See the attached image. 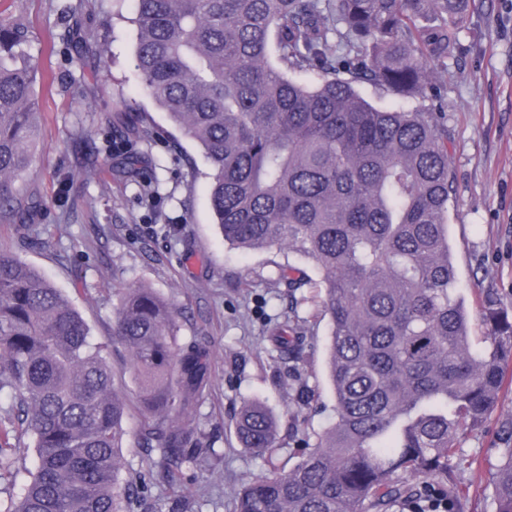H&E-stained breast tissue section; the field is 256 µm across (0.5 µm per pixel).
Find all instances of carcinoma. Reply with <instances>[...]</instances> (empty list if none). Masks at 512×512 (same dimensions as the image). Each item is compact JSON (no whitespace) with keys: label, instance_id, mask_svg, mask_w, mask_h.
<instances>
[{"label":"carcinoma","instance_id":"1","mask_svg":"<svg viewBox=\"0 0 512 512\" xmlns=\"http://www.w3.org/2000/svg\"><path fill=\"white\" fill-rule=\"evenodd\" d=\"M473 0H137L135 68L147 95L195 141L211 170L224 242L288 248L323 272L326 368L335 421L286 472L249 483L234 512H404L425 507L410 478L436 477L447 512H464L448 461L460 430L483 424L512 358V315L488 307L475 352L448 239L457 186L440 88L428 68L460 45ZM25 30L0 20V223L37 243L45 203L26 186L38 137L37 73ZM311 71L315 85L288 77ZM369 83L429 105L379 109ZM137 174L138 151H117ZM178 313L150 288L118 293L113 341L138 390L141 445L157 449L173 512L181 467L209 451L190 416L210 384L204 338L179 341ZM303 359L287 324L270 336ZM116 373L68 299L0 247V392L33 438L35 464L8 512H133L121 490L126 404ZM278 419L251 400L240 444L273 453ZM512 512V443L496 475Z\"/></svg>","mask_w":512,"mask_h":512}]
</instances>
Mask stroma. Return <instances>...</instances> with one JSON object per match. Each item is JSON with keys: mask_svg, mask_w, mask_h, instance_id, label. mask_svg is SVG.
<instances>
[{"mask_svg": "<svg viewBox=\"0 0 512 512\" xmlns=\"http://www.w3.org/2000/svg\"><path fill=\"white\" fill-rule=\"evenodd\" d=\"M446 67L430 70L445 91L457 195L448 231L458 283L471 312V346L486 348L482 319L487 300L512 313V0H476ZM73 6L92 37V50L75 56L57 11ZM0 17L27 30L39 69L36 94L40 138L30 183L46 201L43 242L22 246L14 225L0 223V246L34 266L69 298L105 346L127 399L135 385L125 374L126 352L112 340L113 286L134 284L171 299L179 336H202L211 351V384L191 423L217 453L210 468L187 465L181 489L191 512H233L236 493L270 468L286 471L315 446L334 419L325 373L329 320L315 288L321 272L282 248L244 252L225 243L210 204V169L198 144L180 138L145 140L126 130L122 102L136 104L154 130L174 134L166 112L149 98L134 68L135 4L115 15L113 0H0ZM147 153L139 181L116 176L105 149L117 134ZM303 280L288 290L281 271ZM286 320L305 338L296 374L271 351L269 338ZM507 383L485 424L464 434L451 464L467 512H495L494 477L503 436L512 428V361ZM314 394L302 399V386ZM259 400L276 414L278 448L271 460L245 451L235 434L244 401ZM29 435L12 429L0 449V512H7L32 468Z\"/></svg>", "mask_w": 512, "mask_h": 512, "instance_id": "stroma-1", "label": "stroma"}]
</instances>
